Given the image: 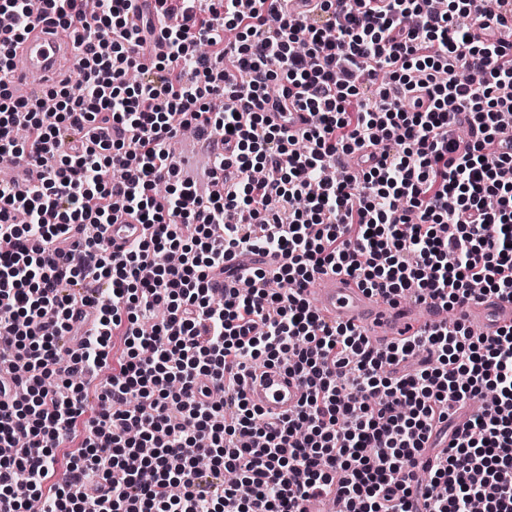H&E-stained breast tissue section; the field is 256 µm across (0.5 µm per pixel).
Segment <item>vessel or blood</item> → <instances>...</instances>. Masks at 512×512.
I'll list each match as a JSON object with an SVG mask.
<instances>
[{
	"label": "vessel or blood",
	"mask_w": 512,
	"mask_h": 512,
	"mask_svg": "<svg viewBox=\"0 0 512 512\" xmlns=\"http://www.w3.org/2000/svg\"><path fill=\"white\" fill-rule=\"evenodd\" d=\"M73 61L71 40L53 25H41L28 33L16 46L7 74L12 87L28 86L31 99H45L46 91L58 72ZM143 225L125 213H117L107 235L113 250L123 249L139 238ZM315 287L306 289L326 320L343 322L358 328L373 345L383 348L414 330L445 320L447 313L433 303L407 307L402 300L389 301L367 293L346 276L316 275ZM468 324L481 326L490 334L512 324V303L489 298L465 309ZM250 402L266 415H285L304 399L303 385L280 366L257 369L245 384Z\"/></svg>",
	"instance_id": "obj_1"
}]
</instances>
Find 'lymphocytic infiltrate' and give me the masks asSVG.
Segmentation results:
<instances>
[{
    "label": "lymphocytic infiltrate",
    "instance_id": "obj_1",
    "mask_svg": "<svg viewBox=\"0 0 512 512\" xmlns=\"http://www.w3.org/2000/svg\"><path fill=\"white\" fill-rule=\"evenodd\" d=\"M134 2L0 0V155L37 171L24 191L0 180V512H512V325L458 315L379 349L303 293L330 271L391 300L512 302V0H319L301 18L288 0ZM46 20L78 57L48 105L1 79ZM292 105L315 117L297 134L270 118ZM187 127L233 143L213 161L223 193L181 175ZM120 210L145 233L115 253ZM231 251L284 262L217 298ZM288 352L305 398L263 416L245 378Z\"/></svg>",
    "mask_w": 512,
    "mask_h": 512
}]
</instances>
